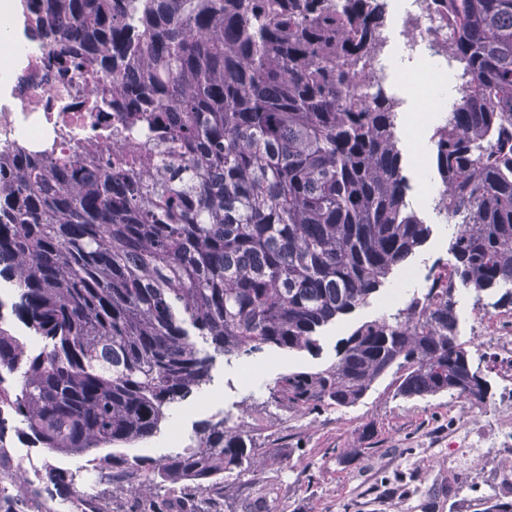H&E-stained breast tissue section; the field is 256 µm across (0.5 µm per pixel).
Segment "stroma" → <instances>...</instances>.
I'll return each mask as SVG.
<instances>
[{"label": "stroma", "instance_id": "stroma-1", "mask_svg": "<svg viewBox=\"0 0 512 512\" xmlns=\"http://www.w3.org/2000/svg\"><path fill=\"white\" fill-rule=\"evenodd\" d=\"M434 130L431 124L421 126L416 140L400 143L412 186L408 199L431 227L428 241L410 263L417 278L390 276L392 299L376 296L328 326L319 352L253 354V361L264 366L259 377L242 373L241 360L216 356L214 381L201 388L202 394L213 396V404L197 411L185 404L169 408L156 436L124 448V455L158 459L180 451L206 421L224 418L241 426L256 447L274 458L260 470L212 489V512H252L264 489L271 492L272 512H474L484 497L512 494V368L503 363L508 352L502 344L512 338V313L477 300L467 289L455 294L460 340L470 341L490 325L496 330L471 348L474 361L490 369L493 395L485 404L474 406L447 394L402 400L393 395L390 374L348 408L297 411L279 391L288 373L316 372L335 363L339 338L384 309L405 307L428 287L432 266L449 262L448 244L456 226L435 208L440 181L432 162ZM368 423L374 434L364 443V455L342 461V450L359 443L360 430ZM7 447L0 458V482L8 486L27 457L41 464L51 460L73 472L91 467L85 455L50 458L45 449L12 431Z\"/></svg>", "mask_w": 512, "mask_h": 512}]
</instances>
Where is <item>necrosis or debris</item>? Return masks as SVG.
<instances>
[{
	"mask_svg": "<svg viewBox=\"0 0 512 512\" xmlns=\"http://www.w3.org/2000/svg\"><path fill=\"white\" fill-rule=\"evenodd\" d=\"M399 46L408 59L440 48L446 63L449 29L433 17L429 0H408ZM44 31L18 27L9 46L12 73L0 83V150L24 145L38 152H82L87 142L103 143L107 130L93 109L100 96L99 79L72 73L59 78L45 59Z\"/></svg>",
	"mask_w": 512,
	"mask_h": 512,
	"instance_id": "obj_1",
	"label": "necrosis or debris"
}]
</instances>
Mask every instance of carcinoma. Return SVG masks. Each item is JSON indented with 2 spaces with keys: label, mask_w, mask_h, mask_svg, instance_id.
Returning a JSON list of instances; mask_svg holds the SVG:
<instances>
[{
  "label": "carcinoma",
  "mask_w": 512,
  "mask_h": 512,
  "mask_svg": "<svg viewBox=\"0 0 512 512\" xmlns=\"http://www.w3.org/2000/svg\"><path fill=\"white\" fill-rule=\"evenodd\" d=\"M452 25L461 97L433 135L437 208L460 218L453 262L396 314L336 344V363L288 375V407L347 408L389 371L394 396L482 405L492 385L457 336L462 285L512 307V0H432ZM48 62L103 72L121 156L0 152V277L37 354L0 326V455L8 421L54 455L144 442L164 408L228 362L320 349L427 242L407 200L394 108L360 91L387 0H21ZM20 375V389L4 385ZM268 457L226 420L163 459L92 458L140 512L147 481L204 494ZM61 497L75 474L49 467ZM475 512H512L491 495Z\"/></svg>",
  "instance_id": "cac0c4a2"
}]
</instances>
